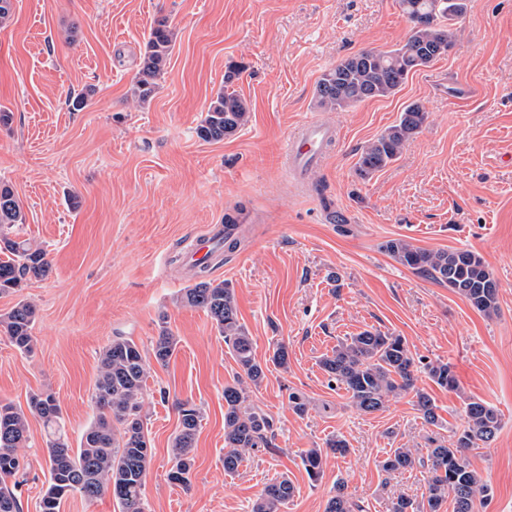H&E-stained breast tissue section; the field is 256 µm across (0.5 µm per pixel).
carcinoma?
<instances>
[{
  "label": "carcinoma",
  "mask_w": 512,
  "mask_h": 512,
  "mask_svg": "<svg viewBox=\"0 0 512 512\" xmlns=\"http://www.w3.org/2000/svg\"><path fill=\"white\" fill-rule=\"evenodd\" d=\"M411 22L410 35L402 46L390 50H363L352 54L324 73L316 86V99L326 110L356 106L370 99L396 93L409 75L448 54L454 45L455 21L466 9L465 0H399ZM174 47V33L160 20L151 27L136 80V94L143 103L154 95ZM248 102L224 88L214 97L197 135L219 142L235 135L249 121ZM426 113L417 103L407 105L397 123L370 140L361 150L356 171L367 178L382 170L399 155L404 144L422 128ZM25 213L13 190L0 183V293L21 287L29 276L49 271L45 252L12 239L7 229L25 223ZM399 264L448 286L464 297L478 312L490 317L498 310V284L485 260L470 250L432 251L404 239L385 244ZM180 303L203 310L214 322L233 352L240 375L224 385V470L234 472L243 457L268 448L273 420L262 409L247 404L250 386H259L265 371L254 356V340L239 321L233 288L221 281L201 280L183 289ZM36 308L19 302L0 318V331L15 348L30 353ZM179 338L161 329L147 352L134 340L115 336L99 352L98 373L92 401L96 418L82 433L79 447H71L62 430L61 409L50 393L33 394L28 410L11 402H0V512H19L13 488L22 464L20 449L28 447L29 415L38 416L51 430L47 443L50 481L40 501V512H58L63 498L74 493L94 501L109 493L121 512H146L144 483L150 462L144 430L143 393L150 361L164 366L175 354ZM329 381L346 391L350 404L371 414L383 410L390 398L413 393V406L429 425L439 423L437 406L428 393L416 388L417 365L404 337L377 329H365L338 342L320 360ZM437 386L456 391L459 381L448 362L425 365ZM201 411L184 403L180 424L171 443L174 461L169 479L186 485L194 462L193 451ZM463 427L448 446L429 450L427 459L416 461L408 448H396L383 461L386 471L427 467L428 512H441L444 503L452 512H477L490 498L483 476L470 464L466 452L494 440L500 429L497 411L479 399H469L463 410ZM307 475L316 479L322 471L323 452L310 448L302 456ZM14 480L8 485V480ZM294 493L284 477L268 484L253 505V512H280ZM325 512H362V507L336 484V494Z\"/></svg>",
  "instance_id": "obj_1"
}]
</instances>
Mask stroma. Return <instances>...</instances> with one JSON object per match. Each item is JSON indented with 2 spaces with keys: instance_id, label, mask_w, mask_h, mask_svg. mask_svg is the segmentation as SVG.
I'll use <instances>...</instances> for the list:
<instances>
[{
  "instance_id": "obj_1",
  "label": "stroma",
  "mask_w": 512,
  "mask_h": 512,
  "mask_svg": "<svg viewBox=\"0 0 512 512\" xmlns=\"http://www.w3.org/2000/svg\"><path fill=\"white\" fill-rule=\"evenodd\" d=\"M162 18L175 45L144 105L133 85ZM410 29L398 0H14L0 27V111L11 114L0 125V182L26 216L11 238L41 248L50 271L0 294V317L22 300L37 310L33 353L0 333V400L24 406L32 394H53L78 446L95 418L99 351L115 336L149 347L166 327L180 343L167 365L151 364L146 382L147 512H252L283 476L295 492L282 512H324L340 482L363 512H390L401 496L425 503V468L388 473L380 463L396 448L422 459L448 444L470 398L501 416L491 445L468 454L492 488L479 512H512V0H466L453 48L394 95L335 111L315 97L337 62L398 47ZM232 62L242 67L233 88L250 105L249 122L229 139L203 141L196 129ZM80 94L86 107L71 110ZM411 103L426 113L420 132L361 178L363 146ZM311 120L333 127L335 141L319 164H285L284 141ZM240 207L250 221L207 276L233 287L257 361L283 343L289 362L250 392L273 419L271 447L228 473L224 386L239 368L213 321L177 297L198 280L186 251ZM330 207L340 223L325 222ZM397 238L478 252L498 284V313L484 316L395 262L384 246ZM371 328L404 336L414 357L453 365L457 393L417 375L439 426L424 422L411 396L365 414L330 385L320 358ZM292 389L311 402L305 416L288 404ZM185 401L202 411L186 487L169 479ZM334 436L348 454L325 455L311 481L302 454ZM46 441L30 418L20 512H40Z\"/></svg>"
}]
</instances>
